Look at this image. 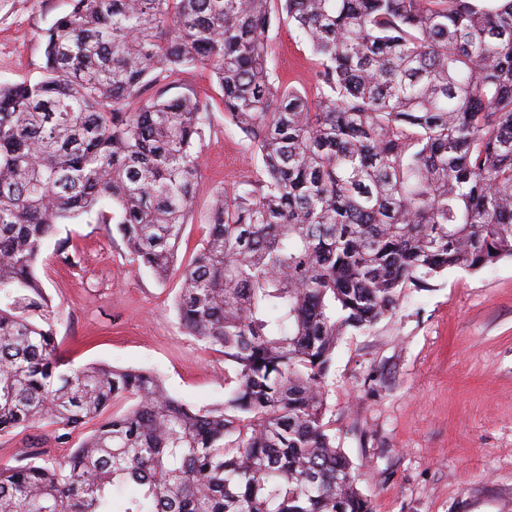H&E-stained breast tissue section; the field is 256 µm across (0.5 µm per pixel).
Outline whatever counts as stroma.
<instances>
[{
    "label": "stroma",
    "mask_w": 512,
    "mask_h": 512,
    "mask_svg": "<svg viewBox=\"0 0 512 512\" xmlns=\"http://www.w3.org/2000/svg\"><path fill=\"white\" fill-rule=\"evenodd\" d=\"M69 0H0V81L42 77V34ZM275 65L301 90L313 82L307 45L288 25L272 31ZM185 82L212 103L201 143L196 213L216 192L254 177L250 142L224 129L208 70ZM76 263L48 258L37 274L58 313L59 351L73 366L106 363L156 371L195 407L224 400V357L180 326L177 280L139 268L116 224L60 225ZM325 422L375 512H512V258L483 271L451 269L408 289L394 313L339 343ZM53 425L0 434V465L22 453L63 460Z\"/></svg>",
    "instance_id": "obj_1"
}]
</instances>
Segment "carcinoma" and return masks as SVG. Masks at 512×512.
<instances>
[{"label":"carcinoma","mask_w":512,"mask_h":512,"mask_svg":"<svg viewBox=\"0 0 512 512\" xmlns=\"http://www.w3.org/2000/svg\"><path fill=\"white\" fill-rule=\"evenodd\" d=\"M283 23L310 93L275 72ZM42 43V78L0 83V434L95 428L0 465V512H374L325 423L336 347L512 258V0H71ZM197 67L260 165L183 262L211 111L169 92ZM82 215L178 276L180 324L233 371L221 404L61 358L35 266L51 241L74 263L54 236Z\"/></svg>","instance_id":"carcinoma-1"}]
</instances>
